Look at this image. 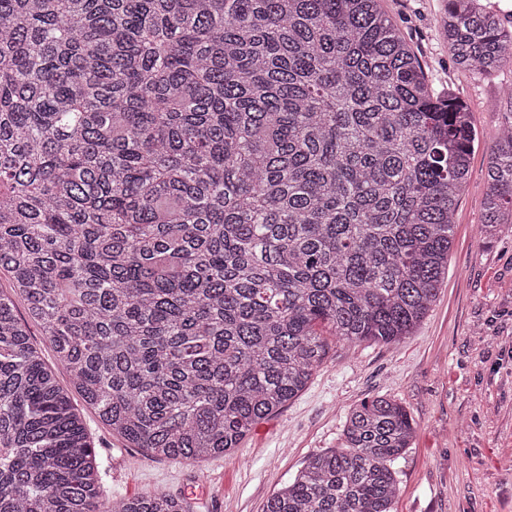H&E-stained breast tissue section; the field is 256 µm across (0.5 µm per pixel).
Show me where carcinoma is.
Returning a JSON list of instances; mask_svg holds the SVG:
<instances>
[{
    "label": "carcinoma",
    "instance_id": "obj_1",
    "mask_svg": "<svg viewBox=\"0 0 512 512\" xmlns=\"http://www.w3.org/2000/svg\"><path fill=\"white\" fill-rule=\"evenodd\" d=\"M454 63L512 67L482 0ZM484 228L512 224V98ZM477 134L380 0H0V271L112 432L228 455L307 386L327 336L399 344L435 301ZM385 396L263 512H393L414 438ZM114 502L71 398L0 292V512Z\"/></svg>",
    "mask_w": 512,
    "mask_h": 512
}]
</instances>
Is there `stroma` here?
Returning <instances> with one entry per match:
<instances>
[{
    "mask_svg": "<svg viewBox=\"0 0 512 512\" xmlns=\"http://www.w3.org/2000/svg\"><path fill=\"white\" fill-rule=\"evenodd\" d=\"M419 55L436 91L466 101L478 132L471 177L456 212L448 274L413 334L399 344L333 343L307 387L259 422L235 454L157 460L127 447L81 397L101 461L105 496L162 491L194 512H263L267 500L310 454L342 444L346 417L384 395L403 405L416 428L394 466V512H512V224L481 231L486 173L512 69L474 74L454 64L434 25L445 0H381Z\"/></svg>",
    "mask_w": 512,
    "mask_h": 512,
    "instance_id": "stroma-1",
    "label": "stroma"
}]
</instances>
